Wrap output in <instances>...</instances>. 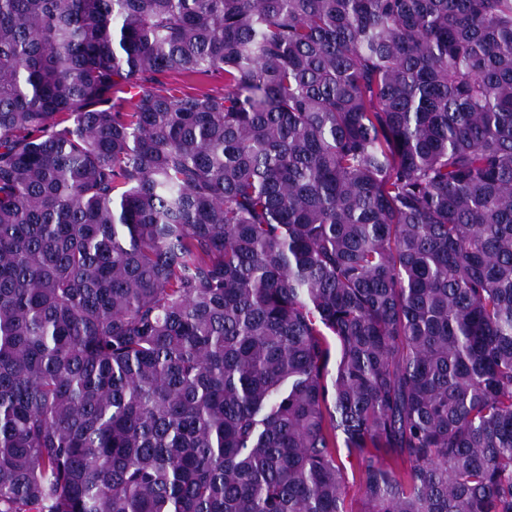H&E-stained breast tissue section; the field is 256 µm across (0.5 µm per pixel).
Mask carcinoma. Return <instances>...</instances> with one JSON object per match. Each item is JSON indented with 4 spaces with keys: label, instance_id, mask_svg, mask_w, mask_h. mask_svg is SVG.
<instances>
[{
    "label": "carcinoma",
    "instance_id": "obj_1",
    "mask_svg": "<svg viewBox=\"0 0 512 512\" xmlns=\"http://www.w3.org/2000/svg\"><path fill=\"white\" fill-rule=\"evenodd\" d=\"M0 512H512V0H0Z\"/></svg>",
    "mask_w": 512,
    "mask_h": 512
}]
</instances>
